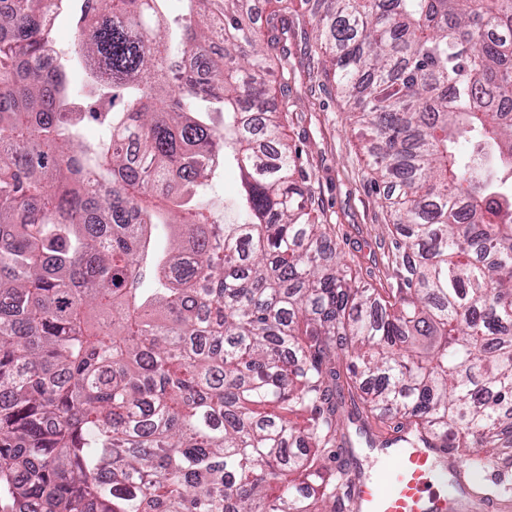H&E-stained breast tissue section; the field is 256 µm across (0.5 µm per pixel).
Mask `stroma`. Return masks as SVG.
I'll list each match as a JSON object with an SVG mask.
<instances>
[{"label":"stroma","mask_w":512,"mask_h":512,"mask_svg":"<svg viewBox=\"0 0 512 512\" xmlns=\"http://www.w3.org/2000/svg\"><path fill=\"white\" fill-rule=\"evenodd\" d=\"M288 47L297 71L283 136L308 156V182L330 224L331 248L361 281L393 287L391 262L403 238L382 206L383 187L370 180L365 141L333 82L303 54L299 33H289Z\"/></svg>","instance_id":"1"}]
</instances>
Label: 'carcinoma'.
<instances>
[{
  "label": "carcinoma",
  "instance_id": "carcinoma-1",
  "mask_svg": "<svg viewBox=\"0 0 512 512\" xmlns=\"http://www.w3.org/2000/svg\"><path fill=\"white\" fill-rule=\"evenodd\" d=\"M70 2L0 0V512H348L360 467L326 450L389 421L497 471L512 0L310 8L406 239L395 290L336 262L282 137L295 0H183L174 28L167 0H78L80 93L45 65ZM242 192L240 178L233 168H225L223 174L213 181L212 195L217 203V214L224 222L236 218L234 204Z\"/></svg>",
  "mask_w": 512,
  "mask_h": 512
}]
</instances>
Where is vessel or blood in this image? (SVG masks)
<instances>
[{"instance_id": "obj_1", "label": "vessel or blood", "mask_w": 512, "mask_h": 512, "mask_svg": "<svg viewBox=\"0 0 512 512\" xmlns=\"http://www.w3.org/2000/svg\"><path fill=\"white\" fill-rule=\"evenodd\" d=\"M373 466L349 489L356 512H457L474 491L449 448L394 443L377 449Z\"/></svg>"}]
</instances>
